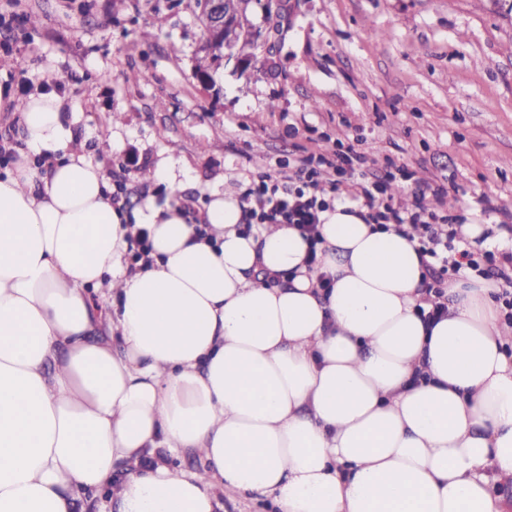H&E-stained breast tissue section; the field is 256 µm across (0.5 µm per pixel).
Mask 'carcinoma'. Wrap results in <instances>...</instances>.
Returning <instances> with one entry per match:
<instances>
[{"mask_svg": "<svg viewBox=\"0 0 512 512\" xmlns=\"http://www.w3.org/2000/svg\"><path fill=\"white\" fill-rule=\"evenodd\" d=\"M262 5V0H224V12L228 16V26L225 28L224 41L206 42L203 54L196 56V76H211L218 69L223 53L236 55L249 62H258L255 50L254 25L248 19V13L253 6Z\"/></svg>", "mask_w": 512, "mask_h": 512, "instance_id": "1", "label": "carcinoma"}]
</instances>
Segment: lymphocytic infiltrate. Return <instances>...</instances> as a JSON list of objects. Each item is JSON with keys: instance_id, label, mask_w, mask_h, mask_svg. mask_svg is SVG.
Listing matches in <instances>:
<instances>
[{"instance_id": "f902f5d3", "label": "lymphocytic infiltrate", "mask_w": 512, "mask_h": 512, "mask_svg": "<svg viewBox=\"0 0 512 512\" xmlns=\"http://www.w3.org/2000/svg\"><path fill=\"white\" fill-rule=\"evenodd\" d=\"M274 169L291 167L286 180L274 178L272 172L253 178L240 201L246 224H290L308 236H315L321 213L334 209L336 193L344 183L359 181L360 197L367 209L366 221L381 227L411 226L422 231L428 241L424 252L436 256L438 248H451L456 229L441 223L436 211L417 206L408 210L389 192L393 174L382 179H370L364 158L352 147L335 142L327 155L303 156L293 162L275 159ZM452 273L469 269L484 279L499 282L507 314L512 325V252H484L477 256L461 249L450 263Z\"/></svg>"}]
</instances>
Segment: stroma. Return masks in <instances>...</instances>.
Segmentation results:
<instances>
[{"label": "stroma", "mask_w": 512, "mask_h": 512, "mask_svg": "<svg viewBox=\"0 0 512 512\" xmlns=\"http://www.w3.org/2000/svg\"><path fill=\"white\" fill-rule=\"evenodd\" d=\"M205 40L194 0H0V86L71 100L75 144L125 170L132 209L166 202L144 176L159 157L202 201L270 157L319 152L325 133L371 176L404 165L405 206L512 225V0H297L263 63L224 62L212 89L194 72ZM14 99L0 100L6 153L24 146Z\"/></svg>", "instance_id": "35a3bbf8"}]
</instances>
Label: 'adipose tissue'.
I'll return each instance as SVG.
<instances>
[{"label":"adipose tissue","instance_id":"adipose-tissue-1","mask_svg":"<svg viewBox=\"0 0 512 512\" xmlns=\"http://www.w3.org/2000/svg\"><path fill=\"white\" fill-rule=\"evenodd\" d=\"M0 175V512H499L512 475V326L476 275L447 313L416 238L321 213L320 240L245 229L236 191L189 222L171 158L164 205L112 204L65 97L16 107ZM151 247L129 264L139 231ZM315 263H308L309 253ZM282 278L268 287L266 277ZM191 453L185 472L153 456ZM489 492L499 504L501 512H512V479H497L490 482ZM224 508L219 512H274L272 501L266 497L246 495L234 499L221 498Z\"/></svg>","mask_w":512,"mask_h":512}]
</instances>
